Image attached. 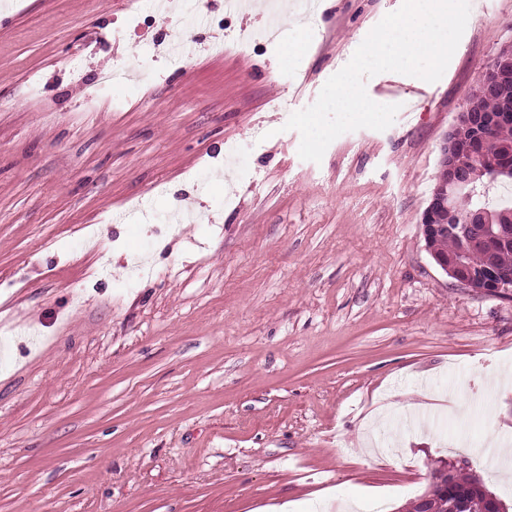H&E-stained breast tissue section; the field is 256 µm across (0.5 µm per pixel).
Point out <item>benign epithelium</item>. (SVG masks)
<instances>
[{
	"label": "benign epithelium",
	"instance_id": "1",
	"mask_svg": "<svg viewBox=\"0 0 512 512\" xmlns=\"http://www.w3.org/2000/svg\"><path fill=\"white\" fill-rule=\"evenodd\" d=\"M512 77V50H502L496 55L495 65L482 70L478 84L489 94L499 96L500 106L495 112H473L464 106L457 113L454 124L443 139L440 147L439 181L445 190L433 191L425 208L421 224L424 239H429L457 222L456 216L446 203L447 192L471 188V178L466 168L457 162L461 153L474 159L481 158V145L487 134L499 125L512 124V97L505 90V80ZM488 170L495 176L512 172V152L500 159L486 161ZM480 223L474 216L467 220L463 231L464 247L491 242L505 244L512 241V225L485 224L480 229L473 225ZM437 265L462 286L484 294L503 297L512 296V280L505 278L495 264L487 265L479 273L467 270L465 253L448 263L436 260Z\"/></svg>",
	"mask_w": 512,
	"mask_h": 512
}]
</instances>
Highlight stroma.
Wrapping results in <instances>:
<instances>
[{
    "instance_id": "35a3bbf8",
    "label": "stroma",
    "mask_w": 512,
    "mask_h": 512,
    "mask_svg": "<svg viewBox=\"0 0 512 512\" xmlns=\"http://www.w3.org/2000/svg\"><path fill=\"white\" fill-rule=\"evenodd\" d=\"M154 2L0 0V512H401L461 455L512 512V298L421 226L512 0L318 163L289 116L402 0H288L248 47L260 13Z\"/></svg>"
}]
</instances>
